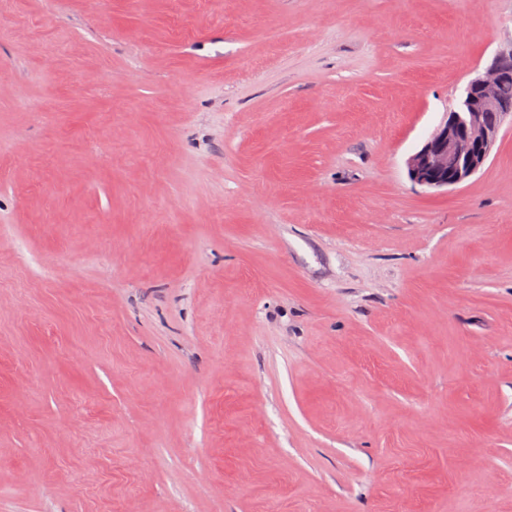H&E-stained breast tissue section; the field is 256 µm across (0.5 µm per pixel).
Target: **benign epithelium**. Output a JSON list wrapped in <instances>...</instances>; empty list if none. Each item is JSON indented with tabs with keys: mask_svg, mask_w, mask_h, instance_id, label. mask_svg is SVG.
Here are the masks:
<instances>
[{
	"mask_svg": "<svg viewBox=\"0 0 512 512\" xmlns=\"http://www.w3.org/2000/svg\"><path fill=\"white\" fill-rule=\"evenodd\" d=\"M509 73L512 46L499 50L485 71L467 82L456 107L408 158L414 183L444 189L465 183L484 167L505 119L512 118V103L497 98V86Z\"/></svg>",
	"mask_w": 512,
	"mask_h": 512,
	"instance_id": "benign-epithelium-1",
	"label": "benign epithelium"
}]
</instances>
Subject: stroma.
Returning a JSON list of instances; mask_svg holds the SVG:
<instances>
[{
    "label": "stroma",
    "instance_id": "1",
    "mask_svg": "<svg viewBox=\"0 0 512 512\" xmlns=\"http://www.w3.org/2000/svg\"><path fill=\"white\" fill-rule=\"evenodd\" d=\"M512 0H0V512H512V124L406 162Z\"/></svg>",
    "mask_w": 512,
    "mask_h": 512
}]
</instances>
